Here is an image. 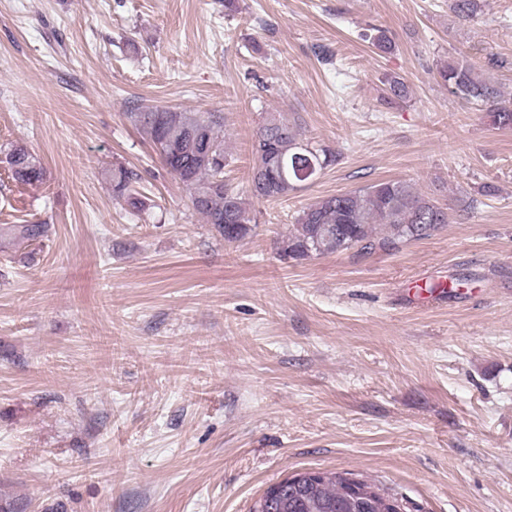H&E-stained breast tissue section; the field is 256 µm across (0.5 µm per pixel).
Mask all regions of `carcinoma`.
Segmentation results:
<instances>
[{
  "label": "carcinoma",
  "mask_w": 512,
  "mask_h": 512,
  "mask_svg": "<svg viewBox=\"0 0 512 512\" xmlns=\"http://www.w3.org/2000/svg\"><path fill=\"white\" fill-rule=\"evenodd\" d=\"M457 15L468 20L478 10L477 0H454ZM441 81L456 97L486 104L491 123L512 128V100H502L492 87L475 75L465 60L448 62L438 68ZM391 99L409 98V88L397 76L386 78ZM126 119L141 129L160 154L165 167L189 192L193 210L228 243L254 235L256 220L249 202L239 191L224 183V167L229 165L220 135L224 117L219 112H184L154 107L125 113ZM255 165L250 191L264 200L280 199L297 188L294 167L306 168L313 160L323 170L335 161L333 152L320 144L303 141L288 120L270 115L252 140ZM13 178L24 184L44 180L40 158L23 145L12 146L6 154ZM288 165V177L272 176L279 163ZM112 194L132 213L149 208L147 200L134 188L138 175L115 164L106 172ZM448 223V208L419 192L411 183L388 180L367 187L336 193L306 206L282 240L280 255L293 260L341 254L350 250L370 253L376 249L395 251L405 243L427 238ZM46 223L1 224L0 239L37 241L48 236ZM364 485L379 491L378 506L357 502L346 492L343 474L308 488L288 487L274 504L259 506L256 512H389L384 499L391 494L370 480Z\"/></svg>",
  "instance_id": "cac0c4a2"
}]
</instances>
